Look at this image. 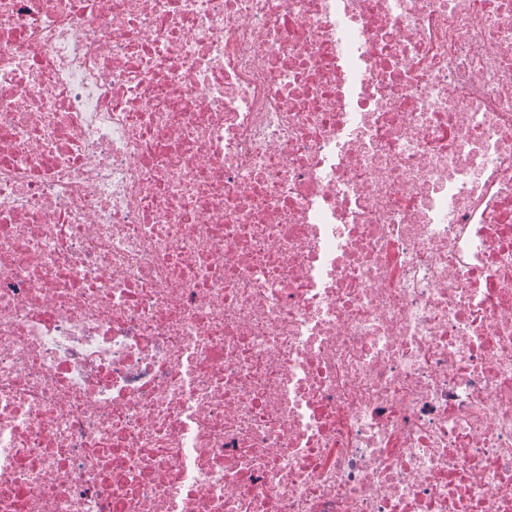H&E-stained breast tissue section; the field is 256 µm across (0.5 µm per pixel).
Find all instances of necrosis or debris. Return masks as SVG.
Returning <instances> with one entry per match:
<instances>
[{
    "instance_id": "4bbe7bcc",
    "label": "necrosis or debris",
    "mask_w": 512,
    "mask_h": 512,
    "mask_svg": "<svg viewBox=\"0 0 512 512\" xmlns=\"http://www.w3.org/2000/svg\"><path fill=\"white\" fill-rule=\"evenodd\" d=\"M0 512H512V0H0Z\"/></svg>"
}]
</instances>
